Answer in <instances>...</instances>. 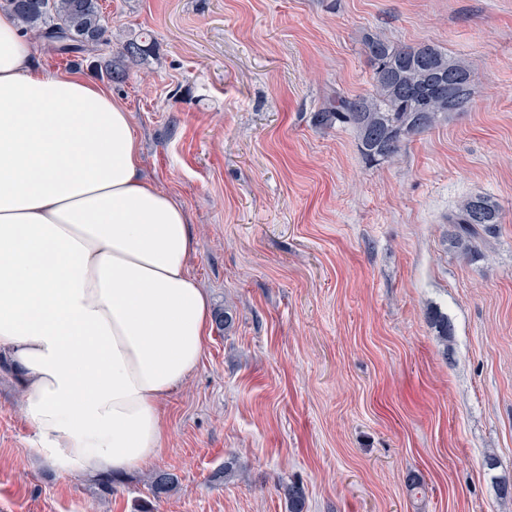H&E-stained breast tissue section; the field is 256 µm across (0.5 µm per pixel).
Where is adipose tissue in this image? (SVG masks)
<instances>
[{"mask_svg": "<svg viewBox=\"0 0 512 512\" xmlns=\"http://www.w3.org/2000/svg\"><path fill=\"white\" fill-rule=\"evenodd\" d=\"M36 55L0 9V356L53 467L140 469L210 334L188 270L197 237L182 202L144 180L123 102Z\"/></svg>", "mask_w": 512, "mask_h": 512, "instance_id": "ef3b65f1", "label": "adipose tissue"}]
</instances>
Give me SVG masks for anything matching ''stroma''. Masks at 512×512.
I'll return each instance as SVG.
<instances>
[{
    "label": "stroma",
    "instance_id": "stroma-1",
    "mask_svg": "<svg viewBox=\"0 0 512 512\" xmlns=\"http://www.w3.org/2000/svg\"><path fill=\"white\" fill-rule=\"evenodd\" d=\"M100 4L113 42H154L107 84L191 214L214 320L165 448L108 489L38 454L0 376V512H137L158 470L178 485L153 512H288L292 482L304 512H512V0ZM369 35L472 76L467 109L376 167L351 125L315 120L370 90ZM475 194L503 219L467 256L446 217Z\"/></svg>",
    "mask_w": 512,
    "mask_h": 512
}]
</instances>
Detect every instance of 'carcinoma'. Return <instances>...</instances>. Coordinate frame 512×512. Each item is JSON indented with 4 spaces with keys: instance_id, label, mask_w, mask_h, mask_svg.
<instances>
[{
    "instance_id": "1",
    "label": "carcinoma",
    "mask_w": 512,
    "mask_h": 512,
    "mask_svg": "<svg viewBox=\"0 0 512 512\" xmlns=\"http://www.w3.org/2000/svg\"><path fill=\"white\" fill-rule=\"evenodd\" d=\"M26 30L45 39L62 54L80 53L91 57L102 46H112V30L105 21L99 0H0ZM152 50L144 36L121 42L104 63L109 79L122 81L130 68L143 64ZM364 51L372 69L371 89L349 97H330L316 113L319 124L337 122L354 126L359 149L366 163L377 166L394 159L405 138L431 129L450 112L466 109L471 103V72L465 61L448 56L433 44H394L370 37ZM458 81L456 100L448 104V79ZM501 206L487 195L464 199L448 216L454 226L455 244L472 252L470 240L480 233H492L501 223ZM178 483L174 475L158 471L150 477L153 498L170 493ZM289 512H303L305 495L301 487L287 485Z\"/></svg>"
}]
</instances>
